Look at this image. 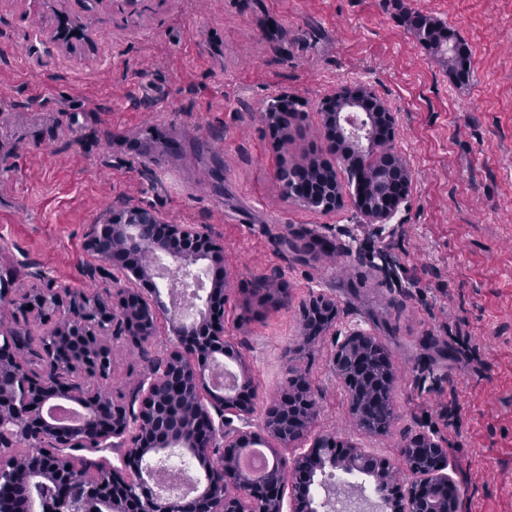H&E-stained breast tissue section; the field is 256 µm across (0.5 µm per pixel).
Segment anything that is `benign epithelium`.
<instances>
[{"mask_svg": "<svg viewBox=\"0 0 512 512\" xmlns=\"http://www.w3.org/2000/svg\"><path fill=\"white\" fill-rule=\"evenodd\" d=\"M363 99L375 103L374 112L365 114V125L378 124L372 137L343 119L348 111H361ZM322 115L331 149H336L339 134L364 155L374 154L382 136L392 139L397 123L389 106L359 81L341 85L324 104ZM337 163L351 175L366 223L388 224L405 207L412 175L398 154L386 150L377 154L374 165L365 169L369 178L354 170L347 153L325 164L333 176ZM88 247L104 265L128 272L138 281L144 277L152 287L123 289L119 310L106 297L89 296L51 280L24 292L0 287L1 308L16 306L34 319L50 322L51 329V338L35 350L43 361L36 373L23 361L30 332L0 324V448L25 444L0 469V483L7 478L18 491L32 484L57 485L60 493L46 503L47 512H284L286 506L289 512H324L327 502L316 500L311 486L317 475L339 468L349 475L370 476L374 492L383 500V512H456L455 489L444 473L446 452L434 435L412 438L420 452L404 455L407 478L401 481L364 448L338 444L332 436L310 437L315 394L301 373L289 377L280 400L265 410V435L250 430L249 370L224 337L228 278L221 239L193 225L168 224L149 206L125 205L92 226ZM157 255L169 261V272L183 278L196 268L204 270L210 288L192 318L176 317L177 310H168L159 301L157 283L152 281ZM318 306L329 309L321 326L324 332L335 325L336 307L319 293L303 313ZM162 318L175 343L140 380L134 392L139 405L127 406L99 387L111 374L107 337L112 328L122 326L137 342L151 341ZM369 348L379 350L387 368V386H392L391 361L367 329H349L336 342L334 358L345 354L360 358ZM224 356L239 367L237 383L229 391L214 381ZM163 381L174 384L184 425L149 441L146 436L157 427L153 393ZM299 398L305 414L300 427L287 437L277 429L275 414ZM62 401L83 413L79 424L51 420L46 406ZM253 447L267 449L272 458L268 471L254 474L241 468L240 459ZM79 448H112L120 452L122 467H106L73 454ZM283 448L294 452L291 468L280 453ZM172 451L184 452L201 467L204 481L194 492L167 494L154 489L155 463Z\"/></svg>", "mask_w": 512, "mask_h": 512, "instance_id": "1", "label": "benign epithelium"}]
</instances>
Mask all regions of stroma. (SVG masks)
<instances>
[{
  "mask_svg": "<svg viewBox=\"0 0 512 512\" xmlns=\"http://www.w3.org/2000/svg\"><path fill=\"white\" fill-rule=\"evenodd\" d=\"M464 43L454 82L406 12ZM90 41L65 44L61 23ZM361 81L397 115L393 151L412 173L392 224L289 198L288 165L326 161L321 106ZM288 95L301 111L273 130ZM144 204L224 242V334L252 377V429L291 374L316 392L314 435L399 464L415 434L437 436L457 512H512V0H149L143 14L81 0H0V278L35 274L105 297L134 279L96 274L92 225ZM264 282L259 304L251 291ZM336 329L370 330L393 365L396 418L360 428L333 365L334 332L306 341L311 293ZM170 342L112 339L113 396L131 400Z\"/></svg>",
  "mask_w": 512,
  "mask_h": 512,
  "instance_id": "35a3bbf8",
  "label": "stroma"
}]
</instances>
